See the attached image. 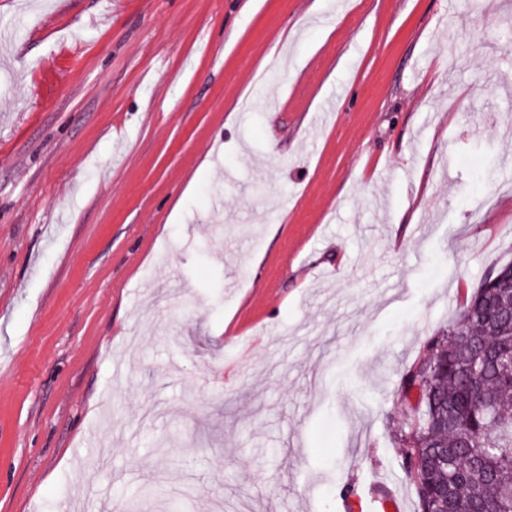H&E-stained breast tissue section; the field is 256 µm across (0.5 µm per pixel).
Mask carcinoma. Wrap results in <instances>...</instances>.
I'll return each instance as SVG.
<instances>
[{"instance_id": "obj_1", "label": "carcinoma", "mask_w": 512, "mask_h": 512, "mask_svg": "<svg viewBox=\"0 0 512 512\" xmlns=\"http://www.w3.org/2000/svg\"><path fill=\"white\" fill-rule=\"evenodd\" d=\"M512 263L431 336L397 390L401 467L418 512H512Z\"/></svg>"}]
</instances>
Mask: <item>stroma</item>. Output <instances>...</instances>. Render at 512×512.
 Instances as JSON below:
<instances>
[{"instance_id": "stroma-1", "label": "stroma", "mask_w": 512, "mask_h": 512, "mask_svg": "<svg viewBox=\"0 0 512 512\" xmlns=\"http://www.w3.org/2000/svg\"><path fill=\"white\" fill-rule=\"evenodd\" d=\"M0 33V512H417L400 374L512 262V0Z\"/></svg>"}]
</instances>
